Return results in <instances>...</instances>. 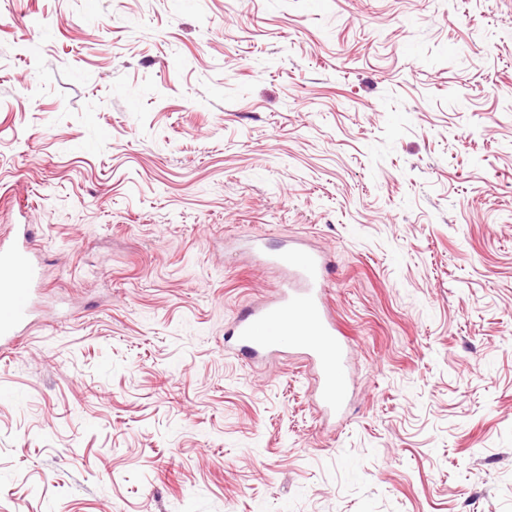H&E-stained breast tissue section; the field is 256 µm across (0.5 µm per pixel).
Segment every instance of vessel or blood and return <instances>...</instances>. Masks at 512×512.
<instances>
[{
	"mask_svg": "<svg viewBox=\"0 0 512 512\" xmlns=\"http://www.w3.org/2000/svg\"><path fill=\"white\" fill-rule=\"evenodd\" d=\"M33 227L10 224L0 230V350L16 349L31 324L32 293L40 279L29 249ZM250 249L266 265L287 275L276 296L241 312L227 331L244 357L301 352L318 381L319 400L329 414L342 412L348 396V343L339 336L326 299L323 253L284 244L270 249L254 238Z\"/></svg>",
	"mask_w": 512,
	"mask_h": 512,
	"instance_id": "vessel-or-blood-1",
	"label": "vessel or blood"
}]
</instances>
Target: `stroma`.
I'll list each match as a JSON object with an SVG mask.
<instances>
[{"label": "stroma", "mask_w": 512, "mask_h": 512, "mask_svg": "<svg viewBox=\"0 0 512 512\" xmlns=\"http://www.w3.org/2000/svg\"><path fill=\"white\" fill-rule=\"evenodd\" d=\"M0 512H512V0H0ZM331 261L350 404L224 331ZM31 224H9L0 231V350L16 349L32 322V293L40 271L32 262Z\"/></svg>", "instance_id": "35a3bbf8"}]
</instances>
